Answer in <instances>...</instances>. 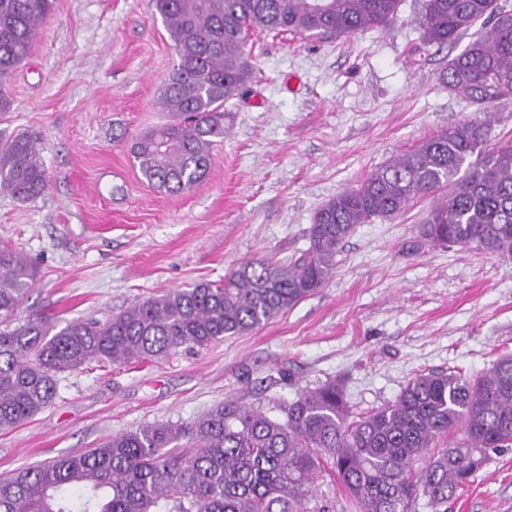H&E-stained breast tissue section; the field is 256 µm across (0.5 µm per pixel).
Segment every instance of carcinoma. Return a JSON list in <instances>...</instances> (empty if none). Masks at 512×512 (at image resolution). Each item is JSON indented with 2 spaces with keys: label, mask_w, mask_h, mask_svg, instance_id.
<instances>
[{
  "label": "carcinoma",
  "mask_w": 512,
  "mask_h": 512,
  "mask_svg": "<svg viewBox=\"0 0 512 512\" xmlns=\"http://www.w3.org/2000/svg\"><path fill=\"white\" fill-rule=\"evenodd\" d=\"M177 62L158 105L176 117L139 137L131 156L148 184L181 193L207 176L224 138V103L251 74L253 30L309 39L390 28L401 0H152ZM51 0H0V84L31 51ZM487 27L448 60L440 81L489 112L512 94V13L498 0H422V40L441 48L476 24ZM491 118L462 121L372 170L323 203L306 254L239 265L220 284L147 297L106 321L58 327L30 315L0 329V431L47 408L59 375L91 363L124 365L202 349L242 336L288 312L336 270L358 224L388 220L420 197L435 203L418 226L432 246L512 255V148L483 153ZM480 157L477 162L472 156ZM35 142L0 139V192L28 201L46 188ZM34 280L27 259L0 248V325L9 324ZM228 396L191 422H153L113 435L99 448L24 468L0 479V512H331L319 501L324 467L336 472L353 512H410L423 496L448 505L489 455L512 447V354L476 378L427 372L397 398L356 413L341 379H328L278 405ZM448 448L436 441L452 432Z\"/></svg>",
  "instance_id": "1"
}]
</instances>
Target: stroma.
Returning a JSON list of instances; mask_svg holds the SVG:
<instances>
[{
    "instance_id": "1",
    "label": "stroma",
    "mask_w": 512,
    "mask_h": 512,
    "mask_svg": "<svg viewBox=\"0 0 512 512\" xmlns=\"http://www.w3.org/2000/svg\"><path fill=\"white\" fill-rule=\"evenodd\" d=\"M421 3L403 0L388 31L252 32L253 74L224 105L209 174L172 195L149 185L129 152L169 119L157 98L176 55L151 0H53L0 115V134L36 138L49 177L31 201L0 193V246L35 271L21 316L103 321L172 288L221 282L248 260L297 258L325 201L478 119L438 79L463 46H422ZM433 203L357 225L333 277L249 334L61 375L51 406L0 431V478L145 423L192 421L228 395L291 400L339 377L359 413L394 401L422 371L485 373L512 352V257L424 244L417 226ZM280 368L287 380L264 387ZM448 512H512V448L493 454Z\"/></svg>"
}]
</instances>
